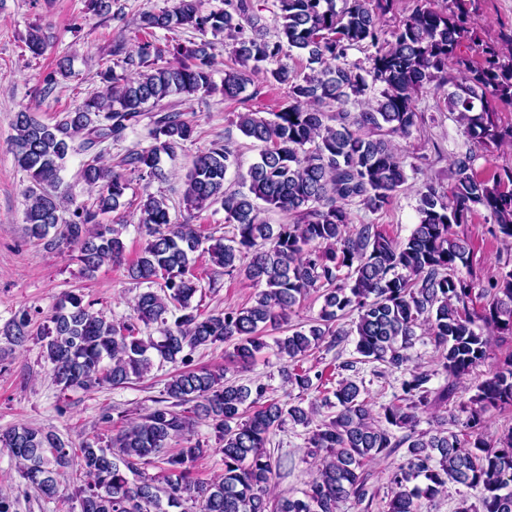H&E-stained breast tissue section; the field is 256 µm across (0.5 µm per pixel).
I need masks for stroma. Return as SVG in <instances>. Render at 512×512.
I'll list each match as a JSON object with an SVG mask.
<instances>
[{
    "instance_id": "35a3bbf8",
    "label": "stroma",
    "mask_w": 512,
    "mask_h": 512,
    "mask_svg": "<svg viewBox=\"0 0 512 512\" xmlns=\"http://www.w3.org/2000/svg\"><path fill=\"white\" fill-rule=\"evenodd\" d=\"M171 3L172 0H115L112 16L100 18L84 13L82 0H0V433L21 425L45 428L56 432L67 446L77 448L87 439L106 434V426L99 421L102 412L134 419L152 407L173 371L172 365L153 369L145 378L119 388L64 392L53 381L37 333L67 291L81 294L92 310L103 312L107 318L121 319L131 314L140 287L129 278L127 265L137 259L145 243L139 219L146 195L166 197L173 222L195 224L205 235L228 233L221 206L194 214L187 211L183 202L185 176L195 155L214 142L229 144L238 153L242 166L252 164L258 151L236 127L237 113L275 112L287 98L286 85L269 83L260 77L248 85L240 101L224 99L218 92L187 100L171 98V110L195 124V140L185 144L174 159L165 161V180L132 181L124 207L110 213V220L123 227V264H106L87 273L82 271L70 248L50 249L44 242L30 239L24 223V191L29 179L16 165L10 144L15 113L28 107L43 122L59 120L65 109L98 90L96 73L106 63L112 41L120 37L133 39V21L139 12ZM464 4L475 20L477 40L498 47L512 43V0H464ZM36 21L48 25L54 41L53 47L37 58L32 57L24 43L29 24ZM63 53L71 59V74L60 79L52 95L42 97L41 75L52 66L56 55ZM417 107L424 112L425 121L410 137L401 140L400 146L409 162L420 168L414 177L416 183H447L450 159L466 149L468 138L443 97L424 94ZM416 208L413 187L401 192L385 212L372 214L355 205L351 213L354 224H378L388 236L402 240L418 222ZM458 231L471 242L472 269L480 281L495 276L506 256L512 255V239L505 241L486 234L484 212L472 214ZM195 272L200 279L196 299L203 313L251 304L254 290L250 283L225 275L208 257H197ZM23 309L32 316L33 335L24 346L15 347L5 339L3 330L14 314ZM229 351L226 344L200 349L193 355L194 362L209 368L226 367V377L232 381L261 380L284 403L314 401L315 392L303 394L298 388L283 384V363L275 356L259 358L253 366L242 370L228 367ZM350 360L356 363V379L364 382L375 404L389 403L394 395L400 394L402 371L377 362L359 361L351 337L332 350H315L302 365L331 375L336 365ZM306 438L305 428L290 423L274 436L270 451L280 464L274 478V498L298 497L306 490L315 466ZM401 461L402 455L397 452L370 464L365 501H346L340 512H387L388 477ZM79 478V471L70 469L60 478L57 496L51 500L44 498L25 485L9 455L0 451V496L13 501L16 512H80L71 495Z\"/></svg>"
}]
</instances>
